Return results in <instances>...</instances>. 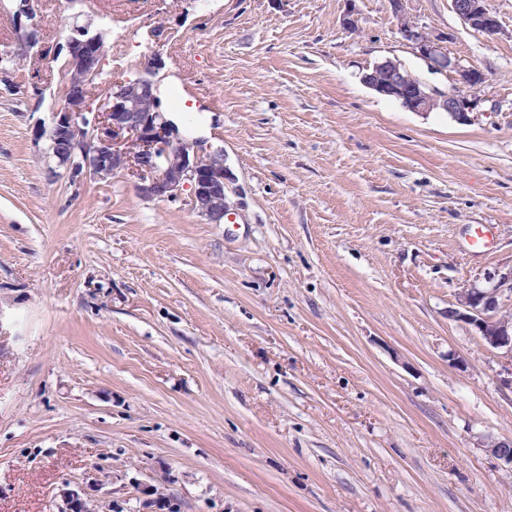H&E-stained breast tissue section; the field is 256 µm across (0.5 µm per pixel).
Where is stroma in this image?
<instances>
[{"label":"stroma","instance_id":"obj_1","mask_svg":"<svg viewBox=\"0 0 512 512\" xmlns=\"http://www.w3.org/2000/svg\"><path fill=\"white\" fill-rule=\"evenodd\" d=\"M485 5L501 35L407 4L484 75L460 123L362 83L391 58L453 86L389 0H36L44 45L108 29L103 81L161 51L162 107L223 149L235 220L58 167L64 57L20 69L42 96L0 92V512H59L93 468L97 512H159L145 484L173 512H512L482 445L512 437V392L448 318L512 268V0Z\"/></svg>","mask_w":512,"mask_h":512}]
</instances>
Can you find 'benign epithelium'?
<instances>
[{
  "mask_svg": "<svg viewBox=\"0 0 512 512\" xmlns=\"http://www.w3.org/2000/svg\"><path fill=\"white\" fill-rule=\"evenodd\" d=\"M12 16L17 34V53L27 54L39 47L38 25L32 0H15ZM405 0H390L401 37L431 70L451 72L456 90L440 92L425 83L410 79L397 60L386 59L363 75V83L381 95L403 100L408 108L426 115L434 110L450 114L458 122L469 120L475 99L471 92L482 84L472 66H465L448 55V37L427 36L410 21ZM452 11L471 29L488 36L501 33L495 16L484 0H450ZM107 49L106 32L88 26L75 27L58 46L65 54L69 71L80 82L68 93L64 107L52 113V121L41 135L58 163L79 176L100 180L120 172H130L140 181L141 194L150 199L175 200L184 187L192 188V208L210 224H221L230 211L225 194L230 176L224 168V151L205 152L197 142L183 138L179 129L160 110L154 93L153 76L160 64L158 54L141 63V76L112 83V95L92 107L94 88L101 73ZM512 300V268L488 277V286L461 288L448 306V319L470 326L487 349L506 361V376L500 384L512 390V319L504 316ZM486 447L504 466L512 469V439L487 440ZM60 497L63 512H86L91 498L83 486L64 484Z\"/></svg>",
  "mask_w": 512,
  "mask_h": 512,
  "instance_id": "7a95c632",
  "label": "benign epithelium"
}]
</instances>
